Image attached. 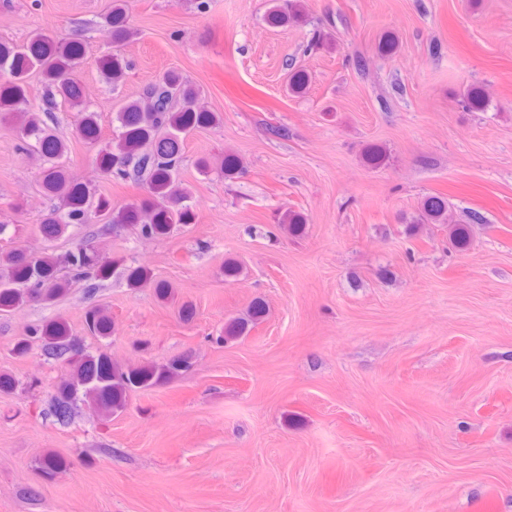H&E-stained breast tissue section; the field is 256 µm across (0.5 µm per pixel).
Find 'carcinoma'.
Returning a JSON list of instances; mask_svg holds the SVG:
<instances>
[{
    "label": "carcinoma",
    "mask_w": 512,
    "mask_h": 512,
    "mask_svg": "<svg viewBox=\"0 0 512 512\" xmlns=\"http://www.w3.org/2000/svg\"><path fill=\"white\" fill-rule=\"evenodd\" d=\"M300 11L297 0H274L268 14L273 26L293 20ZM104 23L111 29L112 44L132 40L137 32L130 26L128 0H110ZM90 51L83 38L62 40L37 29L21 43L0 42V118L19 124L21 150L25 157L43 162V189L58 200L39 224L46 241L62 236L70 224H110L135 229L142 238L170 234L179 226L194 221L188 204L190 194L179 179L186 136L200 128L219 125L218 116L198 106L199 91L181 73L170 70L147 85L133 100L115 105L118 126L115 137L97 154L99 168L108 177L133 181L143 188V196L132 203L114 206L86 185L67 176V142L53 125L55 112L65 106L77 113L75 134L94 144L100 137L99 113L84 99V90L76 77ZM109 83H122L131 69L118 53L98 57ZM42 77L46 94L41 103L30 101L26 79L32 72ZM423 219L448 225L450 244L464 251L470 244V228L454 221L448 202L433 196L422 205ZM281 228L291 236L303 231L302 217L289 210ZM69 273L88 282L89 292L109 275L110 266L100 256L92 240L87 239L67 253ZM128 287L136 290L151 282L147 269L136 267L126 277ZM68 281L57 276L55 258L49 254L33 257L22 250L0 252V311H10L28 303L48 304L67 290ZM263 304H255L249 319H232L224 327V340L240 337L249 323L260 320ZM89 331L107 336L111 331L108 316L101 308L86 312ZM36 343L43 355L68 368V379L51 401L50 413L57 422L70 423L78 397L92 402L107 416L123 411L126 397L135 388L156 385L173 379L189 368V361L177 358L165 366L151 363L121 366L102 353L88 352L81 340L71 335L61 321H50L27 328L17 350L23 353Z\"/></svg>",
    "instance_id": "carcinoma-1"
}]
</instances>
